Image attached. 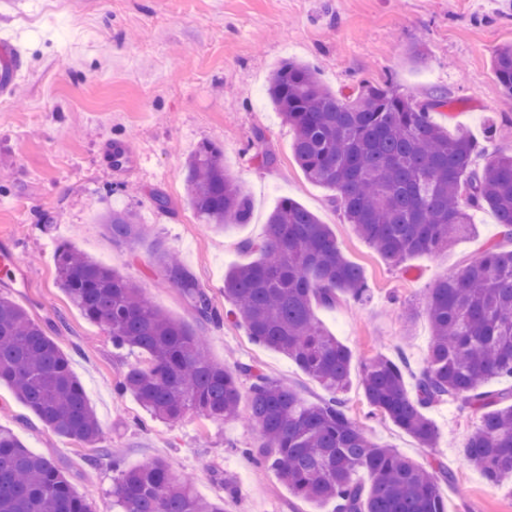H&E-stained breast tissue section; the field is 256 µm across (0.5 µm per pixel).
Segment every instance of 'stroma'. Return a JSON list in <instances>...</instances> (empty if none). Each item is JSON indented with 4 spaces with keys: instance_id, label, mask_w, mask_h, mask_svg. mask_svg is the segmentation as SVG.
I'll return each mask as SVG.
<instances>
[{
    "instance_id": "1",
    "label": "stroma",
    "mask_w": 512,
    "mask_h": 512,
    "mask_svg": "<svg viewBox=\"0 0 512 512\" xmlns=\"http://www.w3.org/2000/svg\"><path fill=\"white\" fill-rule=\"evenodd\" d=\"M44 3L0 0V34L20 40L25 51L24 74L10 98L0 99V255L17 259L13 277L0 278V296L56 339L107 444L120 454L114 460L56 435L4 382L0 425L50 458L94 512H112L121 471L154 458L201 497L224 501L228 512H332V504L293 496L272 469L242 456L258 440L248 415L222 423L190 410L165 423L117 392L136 354L115 347L56 283V251L65 243L120 272L155 307L205 336L213 362L258 366L306 402H320L326 391L285 355L256 344L229 316L224 297L225 271L256 260L245 242L263 238L269 214L288 197L329 225L369 288L367 301L314 309L352 352L347 415L374 442L418 464L442 462L448 512H512V477L490 485L463 458L479 412L453 399L429 407L438 439L428 452L382 417L362 387L363 367L377 355L403 350L412 370L423 366L431 343L428 290L500 241L494 213L475 210L474 230L447 251L388 264L346 224L331 191L305 178L293 157V131L266 94L276 69L291 58L315 67L340 96L365 78L421 101L442 89L452 102L432 119L445 132L467 133L490 152H512V105H502L492 72L495 50L512 44V0H60L64 32ZM415 47L427 56L419 66L409 61ZM259 133L274 164L256 156ZM111 142L133 151L135 168L113 170L104 154ZM205 143L222 149L225 169L248 192V223L221 232L197 223L186 165ZM157 195L164 208L154 205ZM113 207L137 213L147 228L141 244L131 248L105 234L99 216ZM157 245L175 252L209 293L220 323L200 322L165 282L153 259Z\"/></svg>"
}]
</instances>
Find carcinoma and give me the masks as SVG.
Listing matches in <instances>:
<instances>
[{"instance_id":"obj_1","label":"carcinoma","mask_w":512,"mask_h":512,"mask_svg":"<svg viewBox=\"0 0 512 512\" xmlns=\"http://www.w3.org/2000/svg\"><path fill=\"white\" fill-rule=\"evenodd\" d=\"M493 69L512 97V46L495 51ZM267 95L293 129L292 151L306 178L334 192L356 234L389 264L435 255L473 225L471 209L489 207L512 242V153L476 163L483 147L471 136H448L431 113L448 107L440 91L421 102L388 82L365 80L338 96L314 69L288 59ZM193 208L219 230L245 224L247 191L224 169L223 152L202 145L187 167ZM112 241L134 243L146 225L129 210L101 218ZM247 249L259 260L227 271L229 314L256 342L292 360L331 396L308 404L289 387L251 365L213 363L197 333L163 314L131 281L67 245L58 248L57 281L70 302L104 326L112 344L140 354L119 383L151 416L179 419L187 410L218 421L241 411L238 377L252 378L250 419L259 445L250 458L270 466L298 497L334 503V512H448L438 474L372 441L345 411L351 350L315 319L312 303L332 308L364 300L362 270L336 244L329 226L290 198L271 212L263 240ZM165 279L178 288L200 321L220 322L208 292L168 252L158 257ZM431 345L405 383L406 358L379 354L364 367L368 403L420 447L436 448L437 432L424 410L460 399L482 412L465 460L497 485L512 476V389L482 390L494 377H512V248H486L462 273L438 279L426 296ZM7 382L52 431L99 450L104 436L84 388L58 343L20 305L0 297V382ZM115 512H226L199 497L161 460L122 473ZM0 512H93L48 458L0 426Z\"/></svg>"}]
</instances>
